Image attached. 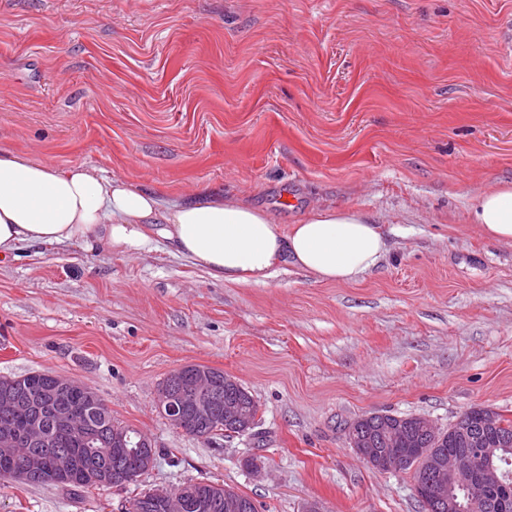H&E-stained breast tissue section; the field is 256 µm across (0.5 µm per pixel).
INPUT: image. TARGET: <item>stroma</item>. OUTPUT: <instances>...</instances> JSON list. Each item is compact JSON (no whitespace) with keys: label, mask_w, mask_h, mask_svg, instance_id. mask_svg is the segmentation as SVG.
Segmentation results:
<instances>
[{"label":"stroma","mask_w":512,"mask_h":512,"mask_svg":"<svg viewBox=\"0 0 512 512\" xmlns=\"http://www.w3.org/2000/svg\"><path fill=\"white\" fill-rule=\"evenodd\" d=\"M0 147L279 224L347 208L390 244L353 283L231 285L161 239L1 259L0 377H74L157 455L124 487L0 485V512H124L191 480L259 512H421L345 425L512 418V244L469 216L512 184V0H0ZM187 364L247 388L261 442L170 425L155 395Z\"/></svg>","instance_id":"35a3bbf8"}]
</instances>
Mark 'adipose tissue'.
Listing matches in <instances>:
<instances>
[{"label": "adipose tissue", "instance_id": "1", "mask_svg": "<svg viewBox=\"0 0 512 512\" xmlns=\"http://www.w3.org/2000/svg\"><path fill=\"white\" fill-rule=\"evenodd\" d=\"M470 219L487 237L512 243V186L476 195ZM157 222L178 256L227 284H264L289 264L321 282L350 283L389 251L381 226L351 210L321 208L283 226L239 200L203 191L165 204L157 194L94 167H58L0 150L2 257L26 244L67 242L141 251Z\"/></svg>", "mask_w": 512, "mask_h": 512}]
</instances>
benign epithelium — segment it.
I'll return each mask as SVG.
<instances>
[{
    "instance_id": "obj_1",
    "label": "benign epithelium",
    "mask_w": 512,
    "mask_h": 512,
    "mask_svg": "<svg viewBox=\"0 0 512 512\" xmlns=\"http://www.w3.org/2000/svg\"><path fill=\"white\" fill-rule=\"evenodd\" d=\"M45 377L51 381L52 390L37 395L15 385L0 388V415L6 420V423L0 425V447L26 449L21 458L20 476L40 474L60 483L66 480L69 464L61 462L56 456L54 447L57 441L45 432L43 416L50 414L55 424V433L72 436L77 434V428L80 427L81 411L73 406L57 404L56 395L77 388L84 392L89 405H97L100 400L89 387L72 378L48 371ZM155 405L169 423L179 430L184 429V414L187 412L194 421L200 423H207L214 418H222L237 425L251 422V412L231 400H224L215 375L202 368L189 374L183 366L173 370L168 375V382L158 389ZM17 418L27 421L26 429L22 432L14 428L13 420ZM453 428L467 435L473 450L448 458L438 456L432 463L433 474L442 491L441 501L448 504V512L460 509L456 498L448 497V488L464 487L468 507L474 508L476 503L471 499V493L485 483L497 482L507 476L506 472L493 465H484V459L494 458V449L481 447V441L471 431L466 417H459L453 423Z\"/></svg>"
}]
</instances>
